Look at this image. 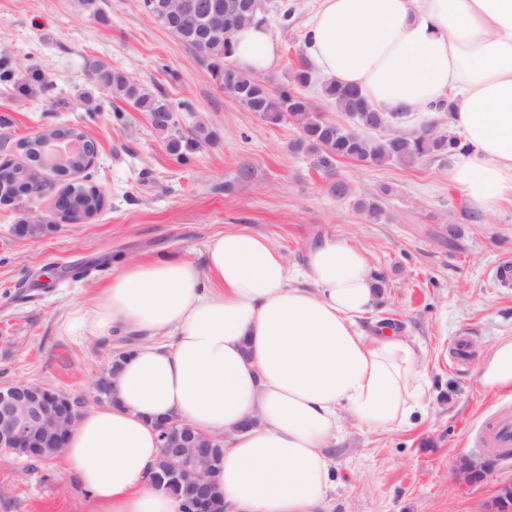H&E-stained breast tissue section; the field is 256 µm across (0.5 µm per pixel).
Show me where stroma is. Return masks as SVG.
<instances>
[{
	"label": "stroma",
	"mask_w": 512,
	"mask_h": 512,
	"mask_svg": "<svg viewBox=\"0 0 512 512\" xmlns=\"http://www.w3.org/2000/svg\"><path fill=\"white\" fill-rule=\"evenodd\" d=\"M278 67L263 79L286 86L307 58L306 18L315 0H270ZM129 73L174 108L177 126H204L210 140L187 160L171 157L148 113L100 91L89 64ZM54 125H77L97 143L90 183L103 192L90 222L58 223L40 237L14 227L34 210L51 214V193L0 205V383H39L91 398L109 366L116 338L78 342L58 324L128 262L179 255L202 261L213 235L237 226L267 234L289 266L308 247L342 238L363 249L389 288L360 321L395 327L422 356L424 408L412 426L375 433L344 420L330 450L336 486L323 512H486L501 484L512 482V457L478 481L464 478L460 458L475 455L472 435L483 419L512 408V393L478 388L484 352L512 336V288L493 271L512 260V206L483 212L448 182V163L363 167L293 149L291 122L273 125L228 97L193 49L146 13L142 0H0V153ZM345 181L347 197L330 190ZM380 199L385 216L370 223L358 206ZM459 234L449 238V226ZM100 258L107 265L76 280L69 267ZM468 334L470 359L448 363L454 336ZM49 480H42L43 472ZM0 512H97L63 458L33 464L0 450Z\"/></svg>",
	"instance_id": "obj_1"
}]
</instances>
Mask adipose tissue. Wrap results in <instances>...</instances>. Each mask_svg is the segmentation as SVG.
<instances>
[{"instance_id": "obj_1", "label": "adipose tissue", "mask_w": 512, "mask_h": 512, "mask_svg": "<svg viewBox=\"0 0 512 512\" xmlns=\"http://www.w3.org/2000/svg\"><path fill=\"white\" fill-rule=\"evenodd\" d=\"M307 53L325 81L352 85L383 112L453 102L469 149L448 181L473 206L512 203V0H317ZM234 64L275 69L269 26L235 36ZM377 302L365 252L343 239L311 246L291 273L270 239L216 234L205 262H132L61 335L84 341L146 333L122 363L109 402L81 413L64 452L97 512H178L148 481L157 424L174 417L224 438L218 485L227 512H321L334 488L329 448L344 418L374 432L410 426L426 370L393 329L366 335ZM484 391H512V336L476 372Z\"/></svg>"}]
</instances>
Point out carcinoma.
<instances>
[{"mask_svg": "<svg viewBox=\"0 0 512 512\" xmlns=\"http://www.w3.org/2000/svg\"><path fill=\"white\" fill-rule=\"evenodd\" d=\"M144 10L151 14L165 29L191 47L207 65L213 79L225 93L241 102L250 97L251 111L272 124L286 120L294 122L300 130L296 148L320 156L323 168L330 169L337 159H349L361 166H381L387 163L411 165L427 157L448 158L467 149L462 139L446 132H439L431 124L418 134L406 135L392 131L376 140L348 130L325 118L301 93L312 80V72L301 64L292 72L289 84L272 93L265 82L255 74L237 68L232 60V36L239 29L255 24L269 23V0H249L244 8H228L237 0H194L196 10L178 23L169 20L162 6L166 0H142ZM218 10L223 13L225 34L202 41L197 32L203 27V18ZM91 73L101 87L112 90L133 109L146 112L153 128L162 136L167 152L177 160L195 152L208 137L204 128L186 134L175 123L173 109L168 101L149 93L129 74L110 68L101 62L91 64ZM324 97L362 129H387L394 117L380 112L361 92L337 83L324 86ZM23 160L5 165L3 177L6 186H21L34 177L32 167L38 165L39 149L29 146L22 150ZM68 208L74 215L99 212L100 201L94 196L92 186L81 184L68 196ZM52 224L16 225L22 237L37 238L54 231ZM154 489L179 496V483L169 458L161 454L151 472Z\"/></svg>", "mask_w": 512, "mask_h": 512, "instance_id": "obj_1", "label": "carcinoma"}]
</instances>
